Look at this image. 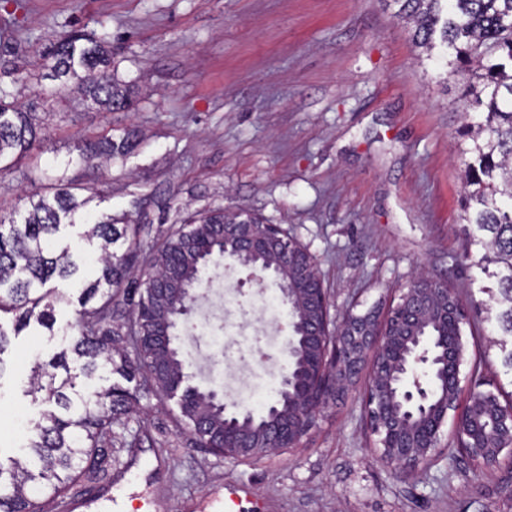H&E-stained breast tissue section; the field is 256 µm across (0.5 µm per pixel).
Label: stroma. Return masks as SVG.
Returning a JSON list of instances; mask_svg holds the SVG:
<instances>
[{"label": "stroma", "mask_w": 512, "mask_h": 512, "mask_svg": "<svg viewBox=\"0 0 512 512\" xmlns=\"http://www.w3.org/2000/svg\"><path fill=\"white\" fill-rule=\"evenodd\" d=\"M82 31L112 45V68L133 85L134 107L102 112L52 81L12 76L61 34ZM410 31L384 0H21L0 7V88L37 112L42 159L70 161L90 187V212L115 216L143 198L152 237H165L158 205L221 208L281 225L314 256L331 313L386 311L417 277L446 283L467 311L463 381L512 403V369L499 344L497 312L471 264L463 232L464 190L454 152L469 110L458 81L442 82L415 63ZM143 134L108 171L73 164L77 140ZM193 319L207 318L223 361L205 340L183 337L192 382L222 387L237 411H261L225 375L250 369L254 383L280 382L288 327L284 313L257 323L258 285L217 276L197 290ZM73 306L56 308L53 330L11 333L0 354V455L17 452L40 407L24 394L34 355L51 356L72 335ZM369 369L330 401L299 447L252 460L222 458L176 433L178 408L155 394L116 428L109 476L82 493L128 497L126 512H512V466L477 467L457 449L413 477L376 458L363 414ZM137 447H125L128 439ZM151 485L136 483L144 462Z\"/></svg>", "instance_id": "1"}]
</instances>
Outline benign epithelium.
I'll return each mask as SVG.
<instances>
[{
  "label": "benign epithelium",
  "instance_id": "benign-epithelium-1",
  "mask_svg": "<svg viewBox=\"0 0 512 512\" xmlns=\"http://www.w3.org/2000/svg\"><path fill=\"white\" fill-rule=\"evenodd\" d=\"M224 239L237 246L236 253L226 257L225 267L247 272L257 285L279 284L277 272L259 264L271 252L303 281L302 288L279 292L284 305L299 310L300 328L310 341L306 351L317 365L301 383L289 371L282 375L280 391L288 397V417L271 424L261 445L252 441L251 428L277 413L279 402L269 403L261 414L224 409V425L236 431L240 443L224 446L222 456L244 459L297 447L329 401L342 395L368 362L363 411L386 466L406 475L428 468L440 453L442 429L450 421L462 449L481 466H499L505 451L512 457V406L502 405L493 391L475 386L467 405L459 404L465 312L447 286L416 278L403 288L385 319L374 308L349 313L332 332L331 303L306 247L278 224H252L245 217L224 225ZM438 319L445 321L448 332L432 338L427 329ZM477 404L498 409L497 427L489 429L471 419L470 409Z\"/></svg>",
  "mask_w": 512,
  "mask_h": 512
}]
</instances>
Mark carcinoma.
I'll list each match as a JSON object with an SVG mask.
<instances>
[{"label":"carcinoma","instance_id":"1","mask_svg":"<svg viewBox=\"0 0 512 512\" xmlns=\"http://www.w3.org/2000/svg\"><path fill=\"white\" fill-rule=\"evenodd\" d=\"M393 16L413 31L419 59L437 66L439 75L456 76L473 113H465L464 135L456 145L462 159L465 221L470 244L480 247L476 264L497 279L503 307L502 331L512 336V0H386ZM42 63L19 81L57 82L98 109L118 112L134 104V90L112 76V54L102 39L68 33L45 47ZM0 90V179L24 162L45 139L36 113L23 110ZM136 144L126 131L78 142L77 160L103 167ZM51 183L25 197L24 210L0 209V313L15 315V332L35 322L53 330L56 306L67 300L54 278L78 287L75 335L49 360H33L25 393L48 405L30 423L22 455L0 461V512H40L38 494L53 501L79 480L97 483L107 476L106 448L112 425L139 413L138 399L112 383V375L141 379L159 392L184 388L180 421L189 440L208 448L228 442L224 407L213 393L191 388L178 332L191 329L194 301L182 290L164 288L177 282L197 288L210 267L232 248L224 247V209L188 213L186 225L156 248L145 239L142 216L102 214L82 239L97 254L92 279L78 275L68 246H59L61 226L76 223L93 197L85 187L51 167ZM127 244L119 254L117 242ZM496 270L489 271V265Z\"/></svg>","mask_w":512,"mask_h":512}]
</instances>
